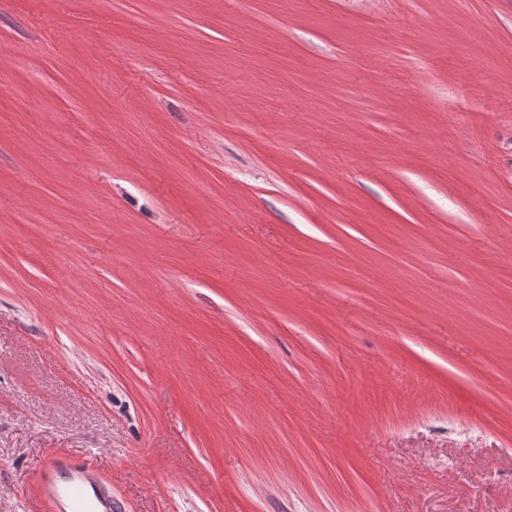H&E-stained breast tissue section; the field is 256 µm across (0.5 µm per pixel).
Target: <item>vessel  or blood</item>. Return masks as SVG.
I'll list each match as a JSON object with an SVG mask.
<instances>
[{"instance_id":"1","label":"vessel or blood","mask_w":512,"mask_h":512,"mask_svg":"<svg viewBox=\"0 0 512 512\" xmlns=\"http://www.w3.org/2000/svg\"><path fill=\"white\" fill-rule=\"evenodd\" d=\"M41 489L56 512H116L111 489L81 461H48L41 473Z\"/></svg>"}]
</instances>
